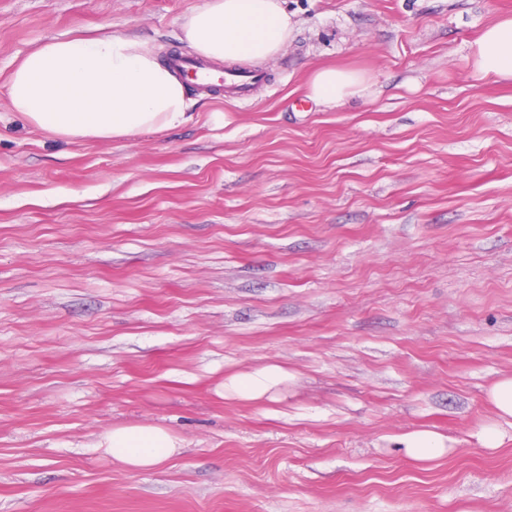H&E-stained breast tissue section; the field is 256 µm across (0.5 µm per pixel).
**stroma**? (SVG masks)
I'll return each mask as SVG.
<instances>
[{
	"label": "stroma",
	"instance_id": "obj_1",
	"mask_svg": "<svg viewBox=\"0 0 512 512\" xmlns=\"http://www.w3.org/2000/svg\"><path fill=\"white\" fill-rule=\"evenodd\" d=\"M203 0H0V512H512V82L468 44L512 0H283L294 31L251 97L71 142L7 77L104 28L186 54ZM365 72V97L307 96ZM277 365L273 398L225 396ZM499 424L500 447L483 426ZM182 440L148 471L113 428ZM430 430L422 463L400 444ZM366 83V77L358 70L324 67L312 75L307 95L318 105L336 106L362 97ZM490 400L502 418H512V378L496 384L490 392ZM112 460L132 470H151L181 448V440L168 429L153 425L113 428L99 443ZM400 443L406 454L418 462L435 460L445 452L442 438L428 430L405 434L401 437Z\"/></svg>",
	"mask_w": 512,
	"mask_h": 512
}]
</instances>
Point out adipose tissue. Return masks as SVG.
Listing matches in <instances>:
<instances>
[{"instance_id": "adipose-tissue-1", "label": "adipose tissue", "mask_w": 512, "mask_h": 512, "mask_svg": "<svg viewBox=\"0 0 512 512\" xmlns=\"http://www.w3.org/2000/svg\"><path fill=\"white\" fill-rule=\"evenodd\" d=\"M191 55L218 63L262 64L287 48L292 22L281 0H204L181 22ZM471 77L512 80V18L489 25L470 44ZM367 82L357 70L324 67L312 75L308 96L319 105L360 97ZM11 109L29 126L83 142L159 133L192 120L186 81L146 43L105 32L52 38L27 53L7 79ZM288 379L272 365L229 376L226 395L272 397ZM113 461L151 470L174 455L178 436L153 425L112 429L100 442Z\"/></svg>"}]
</instances>
